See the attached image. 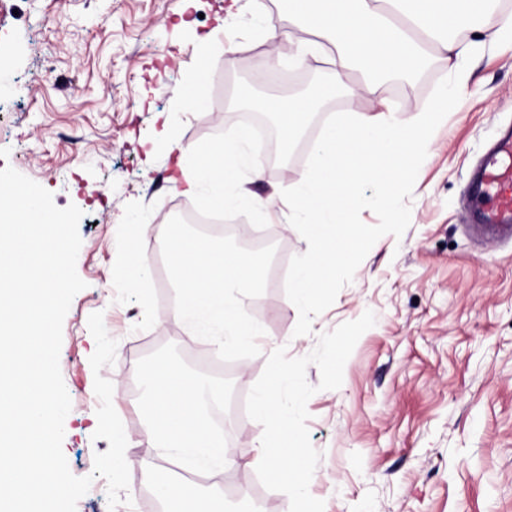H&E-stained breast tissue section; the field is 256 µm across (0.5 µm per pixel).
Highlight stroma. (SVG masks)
Returning <instances> with one entry per match:
<instances>
[{"label":"stroma","mask_w":512,"mask_h":512,"mask_svg":"<svg viewBox=\"0 0 512 512\" xmlns=\"http://www.w3.org/2000/svg\"><path fill=\"white\" fill-rule=\"evenodd\" d=\"M224 0H0V169L11 167L76 205L82 245L77 272L86 287L63 323L60 369L72 408L63 451L71 472L92 476L76 512H163L151 499L149 471L167 450L144 448L142 381L159 362L224 388L211 424L241 460L217 482L229 512H289V500L267 490L254 460L262 436L245 399L279 347L307 355L318 334L372 311L375 325L359 338L339 389L314 394L307 427L322 454L309 491L325 512H512V237L491 240L469 219V183L499 129L512 124V47L468 56L470 78L456 111L432 133L430 156L414 168L399 197V222L360 206L352 215L363 241L336 265L319 305L298 302L288 275L312 245L301 225L251 207H231L249 225L251 247L276 254L265 292L248 303L264 329L260 356L214 372L212 342L169 320L174 292L161 254L165 221L203 209L210 187L185 196L167 181L174 154L159 135L169 120L182 144L222 139L231 130L224 106L244 81L217 34ZM255 22L282 34L276 53L291 66L298 24L284 0H251ZM204 76L206 102L178 108L173 91ZM452 72L438 60L411 82L385 84L395 109L432 105ZM370 99L344 96L319 104L277 170L250 183L265 197L296 188L313 163L312 145L336 113L367 111ZM153 225L150 235L137 227ZM147 257L142 285L114 277L127 247ZM103 312L116 340L113 365L99 375L120 384L113 406L132 445L131 504L109 509L107 483L93 477L99 400L89 358L88 318Z\"/></svg>","instance_id":"stroma-1"}]
</instances>
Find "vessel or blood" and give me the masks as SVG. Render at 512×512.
I'll use <instances>...</instances> for the list:
<instances>
[{"label":"vessel or blood","instance_id":"b4317fda","mask_svg":"<svg viewBox=\"0 0 512 512\" xmlns=\"http://www.w3.org/2000/svg\"><path fill=\"white\" fill-rule=\"evenodd\" d=\"M471 203L486 229L512 236V133L502 136L483 162Z\"/></svg>","mask_w":512,"mask_h":512}]
</instances>
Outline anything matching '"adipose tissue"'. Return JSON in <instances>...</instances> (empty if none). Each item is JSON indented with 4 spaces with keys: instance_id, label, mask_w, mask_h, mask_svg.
I'll return each mask as SVG.
<instances>
[{
    "instance_id": "obj_1",
    "label": "adipose tissue",
    "mask_w": 512,
    "mask_h": 512,
    "mask_svg": "<svg viewBox=\"0 0 512 512\" xmlns=\"http://www.w3.org/2000/svg\"><path fill=\"white\" fill-rule=\"evenodd\" d=\"M288 12L300 24L297 63L332 45L335 78L318 86L315 98L261 99L259 108L275 120L283 144L302 132L315 103L345 94L376 98L385 77H409L429 60L461 59L486 44L512 42V14L498 15L493 0H286ZM479 21L476 40H451L453 32ZM456 94L440 87L436 103L403 120L397 110L349 112L325 127L314 147L315 167L304 183L290 191L287 221L303 225L315 251L304 256L288 278L296 300L320 303L330 285L337 258L356 248L362 233L351 221L361 199L358 184L372 182L378 193L371 206L396 213L399 190L409 172L429 155L431 132L455 104ZM250 133L237 127L223 140L178 146L180 156L169 177L182 194L195 195L202 184L216 185L207 199L220 213L235 205L262 211L278 200L239 190L243 169L252 180L263 168L246 155ZM192 156L185 166L183 156ZM148 419L145 444L171 448L191 456L215 471L238 466L239 460L224 446L223 434L205 414L203 391L190 383L173 364L155 366L147 378ZM150 481L162 494L165 512H222L210 496L186 490L166 466L155 465Z\"/></svg>"
}]
</instances>
